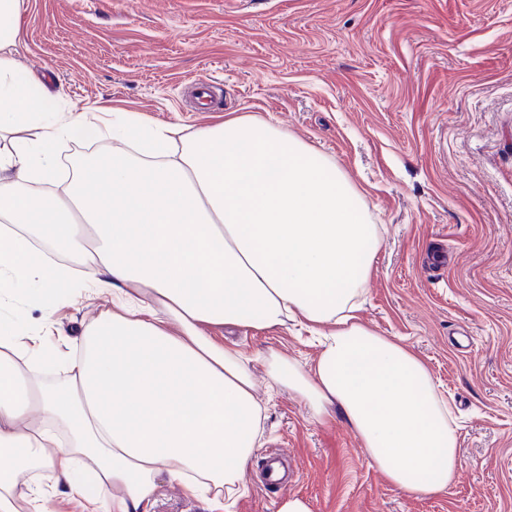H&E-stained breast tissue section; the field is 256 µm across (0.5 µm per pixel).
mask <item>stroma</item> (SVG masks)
I'll use <instances>...</instances> for the list:
<instances>
[{
    "instance_id": "35a3bbf8",
    "label": "stroma",
    "mask_w": 512,
    "mask_h": 512,
    "mask_svg": "<svg viewBox=\"0 0 512 512\" xmlns=\"http://www.w3.org/2000/svg\"><path fill=\"white\" fill-rule=\"evenodd\" d=\"M18 41L79 111L276 123L349 174L384 228L360 319L426 364L457 418L461 479L429 496L391 485L339 413L271 388L266 358L312 362L310 336L235 327L224 340L250 358L264 419L229 512L291 497L310 512H512V0H30ZM106 305L24 313L74 336ZM269 449L287 489L262 486Z\"/></svg>"
}]
</instances>
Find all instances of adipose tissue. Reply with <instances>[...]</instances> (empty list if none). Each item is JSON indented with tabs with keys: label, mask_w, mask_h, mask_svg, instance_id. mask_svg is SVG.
I'll use <instances>...</instances> for the list:
<instances>
[{
	"label": "adipose tissue",
	"mask_w": 512,
	"mask_h": 512,
	"mask_svg": "<svg viewBox=\"0 0 512 512\" xmlns=\"http://www.w3.org/2000/svg\"><path fill=\"white\" fill-rule=\"evenodd\" d=\"M28 0H0V512H149L161 481L220 508L243 482L263 418L227 326L317 334L311 372L268 373L315 417L338 411L374 465L415 494L460 476L456 428L422 360L358 319L380 245L363 198L321 151L249 114L191 128L66 110L16 59ZM121 149L82 160L49 201L57 147L81 132ZM79 256L80 284L44 251ZM111 309L45 341L19 303ZM64 367L50 385L36 369Z\"/></svg>",
	"instance_id": "obj_1"
}]
</instances>
